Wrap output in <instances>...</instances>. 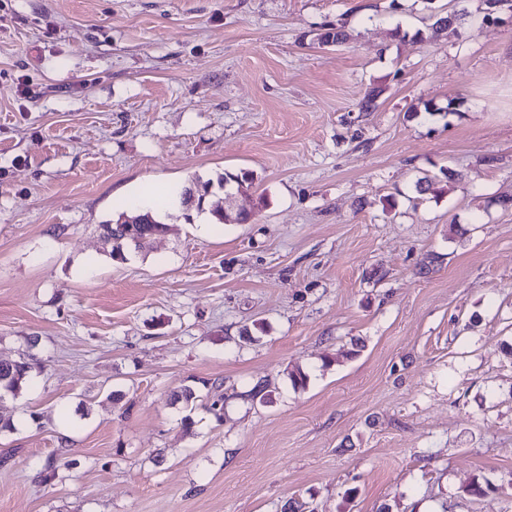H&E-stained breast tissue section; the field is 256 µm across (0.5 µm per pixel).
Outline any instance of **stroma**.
<instances>
[{"label":"stroma","mask_w":512,"mask_h":512,"mask_svg":"<svg viewBox=\"0 0 512 512\" xmlns=\"http://www.w3.org/2000/svg\"><path fill=\"white\" fill-rule=\"evenodd\" d=\"M226 171L251 223L112 260L128 195ZM509 195L512 8L0 0V512H512ZM32 354H20L17 359L0 361V400L6 396L16 397L32 379L37 368Z\"/></svg>","instance_id":"1"}]
</instances>
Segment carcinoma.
Returning a JSON list of instances; mask_svg holds the SVG:
<instances>
[{
  "label": "carcinoma",
  "mask_w": 512,
  "mask_h": 512,
  "mask_svg": "<svg viewBox=\"0 0 512 512\" xmlns=\"http://www.w3.org/2000/svg\"><path fill=\"white\" fill-rule=\"evenodd\" d=\"M248 181L245 173L226 171L216 179L196 178L188 187L178 191L179 197L192 188L196 190L197 200L194 206L185 208V218H190V212L208 213L218 223H224V197L221 190H230ZM172 230V225L158 220L150 211H121L115 219L99 225V236L105 245L111 247L110 255L114 260L125 261L127 256L138 253L157 237ZM37 368V360L29 353H23L11 361H0V400L18 396L32 379Z\"/></svg>",
  "instance_id": "carcinoma-1"
}]
</instances>
